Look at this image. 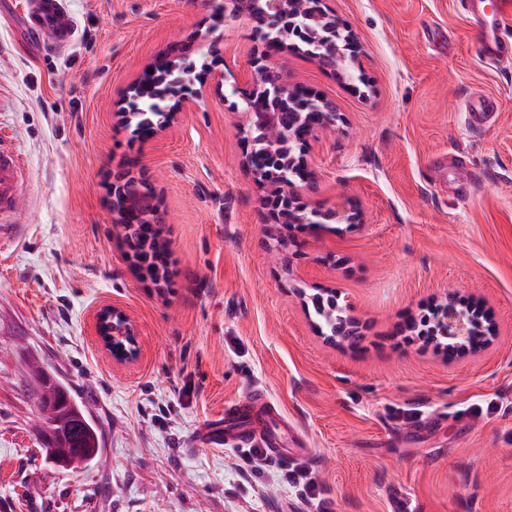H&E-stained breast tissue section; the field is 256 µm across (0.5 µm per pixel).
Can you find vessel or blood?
Segmentation results:
<instances>
[{
  "instance_id": "1",
  "label": "vessel or blood",
  "mask_w": 512,
  "mask_h": 512,
  "mask_svg": "<svg viewBox=\"0 0 512 512\" xmlns=\"http://www.w3.org/2000/svg\"><path fill=\"white\" fill-rule=\"evenodd\" d=\"M465 8L488 7L480 51L494 61H502L498 31L512 12V0H464ZM23 13L36 36L59 49L69 48L75 37V26L68 17L63 0H23ZM25 172L18 152L6 138L0 137V223H11L19 209L20 187ZM226 422L241 425V432L230 441L239 448H261L266 456L285 457L290 424L280 405L268 394L252 390L241 399L224 407ZM202 443L223 447L228 439L223 435L205 432Z\"/></svg>"
}]
</instances>
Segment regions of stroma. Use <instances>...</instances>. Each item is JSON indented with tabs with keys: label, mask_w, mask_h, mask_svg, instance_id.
<instances>
[{
	"label": "stroma",
	"mask_w": 512,
	"mask_h": 512,
	"mask_svg": "<svg viewBox=\"0 0 512 512\" xmlns=\"http://www.w3.org/2000/svg\"><path fill=\"white\" fill-rule=\"evenodd\" d=\"M20 2L0 0V135L26 171L18 221L0 224V512H316L286 463L312 470L328 512H512V65L479 54L481 14L322 0L355 37L362 80L275 55L337 115L307 138L300 204L361 217L293 225L282 249L240 131L261 45L250 18L216 23L221 0H66L76 39L52 53ZM186 41L220 88L193 84V107L150 139L118 124L124 88ZM487 98L494 118L471 127L469 105ZM120 172L163 217L165 282L110 208ZM328 288L360 323L355 344L320 336ZM448 293L493 312V351L448 362L408 339ZM104 304L140 330L132 364L97 342ZM34 362L100 433L86 469L41 450ZM252 389L279 403L305 456L248 470L237 448L197 444Z\"/></svg>",
	"instance_id": "obj_1"
}]
</instances>
